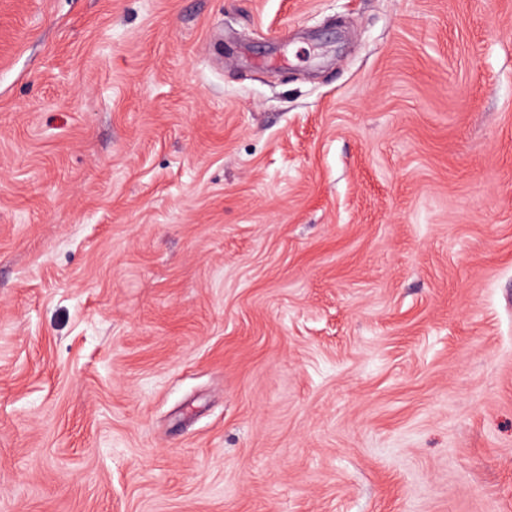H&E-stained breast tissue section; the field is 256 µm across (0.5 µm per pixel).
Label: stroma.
Masks as SVG:
<instances>
[{"mask_svg":"<svg viewBox=\"0 0 512 512\" xmlns=\"http://www.w3.org/2000/svg\"><path fill=\"white\" fill-rule=\"evenodd\" d=\"M0 512H512V0H0Z\"/></svg>","mask_w":512,"mask_h":512,"instance_id":"1","label":"stroma"}]
</instances>
